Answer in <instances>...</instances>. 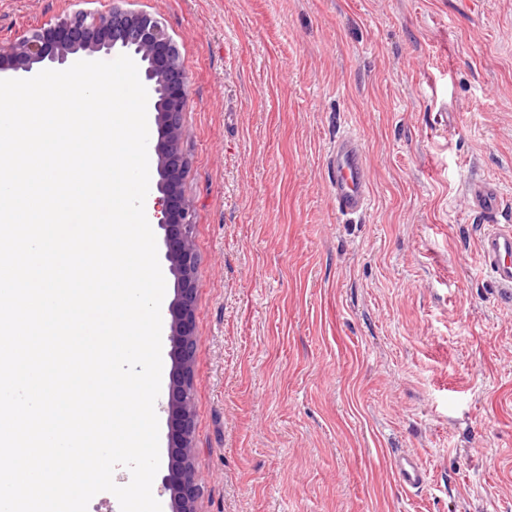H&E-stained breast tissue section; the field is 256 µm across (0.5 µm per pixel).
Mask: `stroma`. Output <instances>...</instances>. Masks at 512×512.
Here are the masks:
<instances>
[{
	"label": "stroma",
	"mask_w": 512,
	"mask_h": 512,
	"mask_svg": "<svg viewBox=\"0 0 512 512\" xmlns=\"http://www.w3.org/2000/svg\"><path fill=\"white\" fill-rule=\"evenodd\" d=\"M115 6L188 75L198 512H512V298L468 203L512 222V0H0V41ZM326 175L338 213L351 218L367 210L371 174L356 134H345L333 140L329 147ZM394 470L398 483L405 490L419 489L426 481V470L412 454L403 453L394 457Z\"/></svg>",
	"instance_id": "stroma-1"
}]
</instances>
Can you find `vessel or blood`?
<instances>
[{"instance_id":"b4317fda","label":"vessel or blood","mask_w":512,"mask_h":512,"mask_svg":"<svg viewBox=\"0 0 512 512\" xmlns=\"http://www.w3.org/2000/svg\"><path fill=\"white\" fill-rule=\"evenodd\" d=\"M327 182L336 210L346 217L362 215L370 203L371 174L357 135L345 134L333 140L326 164ZM469 205L482 224V255L485 270L502 291L512 290V226L499 223V194L490 182L470 186ZM394 470L403 489L420 488L426 470L414 455L403 453L394 458Z\"/></svg>"}]
</instances>
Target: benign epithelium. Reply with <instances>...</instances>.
<instances>
[{
	"instance_id": "1",
	"label": "benign epithelium",
	"mask_w": 512,
	"mask_h": 512,
	"mask_svg": "<svg viewBox=\"0 0 512 512\" xmlns=\"http://www.w3.org/2000/svg\"><path fill=\"white\" fill-rule=\"evenodd\" d=\"M57 32L63 38L49 51L46 43ZM115 49L135 61L148 91L147 113L153 115L157 133L153 147L158 176L155 218L164 231V260L176 283V298L169 306V341L177 370L168 385L167 442L171 460L165 485L171 495V512H197L202 486L193 455L195 422L191 403L197 255L193 240L195 210L181 189L189 166L183 149L188 81L179 52L159 23L147 15L117 7L106 12L77 11L29 36L0 42V72L7 68L31 75L41 65L64 68L81 52L90 56Z\"/></svg>"
}]
</instances>
